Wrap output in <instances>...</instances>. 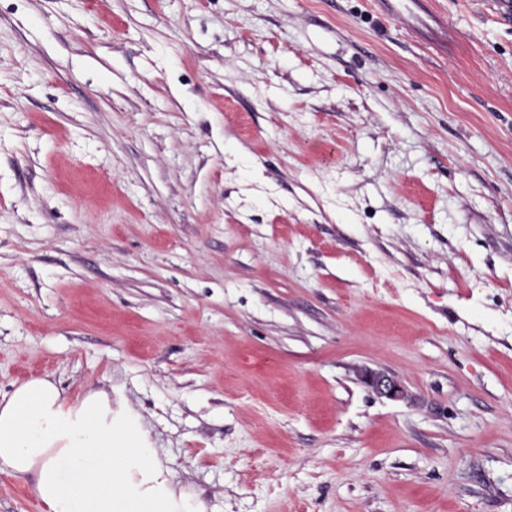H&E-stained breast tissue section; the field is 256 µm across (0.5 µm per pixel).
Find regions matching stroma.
<instances>
[{"label":"stroma","mask_w":512,"mask_h":512,"mask_svg":"<svg viewBox=\"0 0 512 512\" xmlns=\"http://www.w3.org/2000/svg\"><path fill=\"white\" fill-rule=\"evenodd\" d=\"M37 377L206 512H512V21L0 0V394ZM363 382L377 395L388 399H400L404 396L401 386L392 378L374 371H365Z\"/></svg>","instance_id":"obj_1"}]
</instances>
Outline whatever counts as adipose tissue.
I'll return each instance as SVG.
<instances>
[{
  "instance_id": "obj_1",
  "label": "adipose tissue",
  "mask_w": 512,
  "mask_h": 512,
  "mask_svg": "<svg viewBox=\"0 0 512 512\" xmlns=\"http://www.w3.org/2000/svg\"><path fill=\"white\" fill-rule=\"evenodd\" d=\"M31 479L44 512H206L176 489L140 415L47 377L0 396V469Z\"/></svg>"
}]
</instances>
